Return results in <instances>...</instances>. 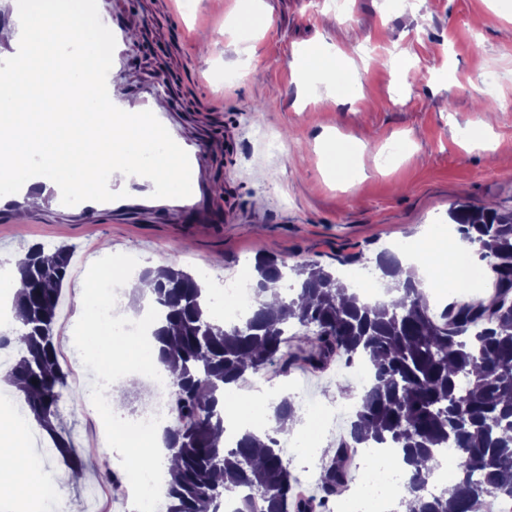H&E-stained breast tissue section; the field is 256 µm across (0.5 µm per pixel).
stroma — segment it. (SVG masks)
Masks as SVG:
<instances>
[{
    "label": "stroma",
    "instance_id": "obj_1",
    "mask_svg": "<svg viewBox=\"0 0 512 512\" xmlns=\"http://www.w3.org/2000/svg\"><path fill=\"white\" fill-rule=\"evenodd\" d=\"M97 3L105 26L141 23L108 73L113 93L164 101L184 137L216 142L203 171L215 231L193 237L175 214L135 205L87 218L51 200L34 223L0 228V262L36 243L74 246L54 334L77 322L75 291L107 250L217 280L260 251L332 268L372 259L428 240L461 203L512 210V0H346L342 16L331 0ZM320 46L338 52L335 82L301 93V57ZM344 370L340 358L268 368L325 403ZM96 421L81 401L63 417L76 454L100 461L64 497L71 512H127L122 497L102 499L125 472L95 440Z\"/></svg>",
    "mask_w": 512,
    "mask_h": 512
}]
</instances>
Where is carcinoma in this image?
<instances>
[{
	"label": "carcinoma",
	"instance_id": "obj_1",
	"mask_svg": "<svg viewBox=\"0 0 512 512\" xmlns=\"http://www.w3.org/2000/svg\"><path fill=\"white\" fill-rule=\"evenodd\" d=\"M460 239L479 243L490 260L495 296L436 312L425 300L414 268L403 269L385 250L376 268L392 277L387 303L347 294L339 273L315 261L288 266L254 257L256 304L237 323L223 324L209 309L205 288L172 265L141 272L152 287L165 326L159 361L171 373L172 423L163 439L170 453L168 512H218L224 497L248 491L238 512H307L293 497V478L282 458V423L296 422L294 402L273 407L276 427L259 437L246 431L232 447L224 434L225 388L243 382L290 355L313 368L341 356L369 363L370 384L359 398L341 448L373 443L401 451L405 466L397 508L408 512H482L487 498L512 496V211L461 204L450 210ZM73 247L45 255L29 248L18 264L25 288L12 302L22 338L11 357V375L30 415L53 436L55 450L78 470L71 439L56 431L63 414L65 374L53 326ZM461 456L453 484L432 493L429 477L439 449ZM347 479L331 462L320 483L326 496Z\"/></svg>",
	"mask_w": 512,
	"mask_h": 512
}]
</instances>
